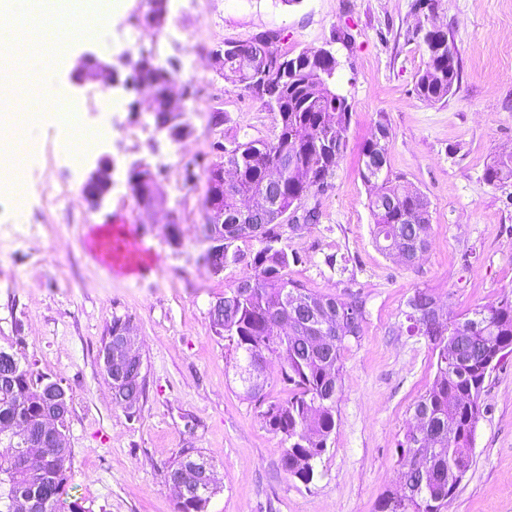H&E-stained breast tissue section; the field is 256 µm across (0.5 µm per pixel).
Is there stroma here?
<instances>
[{"mask_svg":"<svg viewBox=\"0 0 512 512\" xmlns=\"http://www.w3.org/2000/svg\"><path fill=\"white\" fill-rule=\"evenodd\" d=\"M108 24L99 38L31 61L0 42V121L18 154L15 182L0 185V349L62 379L71 396L66 442L74 476L67 502L83 512H176L168 478L182 450L210 457L221 480L205 512H376L386 491H400L399 442L413 407L432 385L436 354L406 332L403 315L415 289H432L449 315L512 295V188L484 179L493 156L512 152V0H171L159 48L139 20L148 0H102ZM448 31L461 79L447 100L415 91L427 56L417 26ZM277 30L289 54L329 47L336 81L351 107L347 149L331 185L310 193L314 224L281 227L283 246L299 256L289 280L313 292L363 300L359 342L342 352L336 428L311 482L281 466V438L246 399L235 377V344L214 334L209 310L245 276V263L221 274L203 260L206 169L220 162L215 142L272 139L275 116L225 80L215 54L225 42ZM86 52L136 61L153 55L173 69L191 136H159L149 112L133 111L136 92L117 87L101 116L89 86L72 83ZM84 101L87 123H108L100 148L118 164L98 209L80 186L86 168L70 169V131L41 98L44 84ZM391 128L388 165L401 184L430 202V247L414 265L376 247L360 149L379 117ZM135 161L158 177L165 203L144 209L126 180ZM195 182H187V169ZM124 216L155 259L143 276L123 274L97 256L94 238ZM137 334L146 390L135 416L116 405L100 358L113 317ZM473 441V465L445 512H512V351L487 376Z\"/></svg>","mask_w":512,"mask_h":512,"instance_id":"35a3bbf8","label":"stroma"}]
</instances>
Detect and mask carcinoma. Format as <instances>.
Listing matches in <instances>:
<instances>
[{
    "mask_svg": "<svg viewBox=\"0 0 512 512\" xmlns=\"http://www.w3.org/2000/svg\"><path fill=\"white\" fill-rule=\"evenodd\" d=\"M284 37L267 32L234 47L224 43L217 59L224 79L238 83L267 111L274 113L277 134L272 141H233L223 152L224 174L211 196L205 197L215 213L205 225L210 235L224 237V254L207 262L218 272L244 255L233 249L239 240H254L259 248L247 265L251 273L230 292L217 299L209 314L214 333L234 340L238 375L245 396L261 406L260 416L269 430L281 436V466L291 477L312 481L315 464L327 450L336 428V399L341 388V353L358 342L364 321L363 302L344 301L314 293L290 281V264L300 261L280 246L281 225L277 216L262 220L243 209V199L267 189V171L285 159L294 160L278 184L269 190L277 212L291 210L312 191L330 186L336 162L346 149L350 105L335 84L339 62L330 48L303 49L291 57L282 50ZM427 53L418 75L416 92L424 100L439 102L460 82V54L454 40L443 31L421 38ZM171 73L165 68H141L142 82L155 87V124L169 121L164 88ZM391 132L379 120L361 149V177L370 190L369 209L374 219L373 239L378 249L410 266L413 257L429 246L430 224L418 220L430 215L429 202L417 190L394 183L388 166ZM485 181L496 187L512 186V154L488 164ZM265 224L260 235L248 225ZM436 301L428 288L416 289L406 303L405 317L412 336H423L436 351V376L431 388L414 405L438 436L430 447L416 445V428H410L399 444L402 494L384 496L378 512H444L448 505V470H470L472 443L480 418V395L492 369L487 354L512 348V298L477 307L455 317H441L430 330L422 315ZM292 317L296 334L285 336L273 327L279 316ZM275 359L288 396L265 402L263 395L268 361ZM54 377L24 362L13 375L0 374V434L8 435L24 422L38 437L37 420L45 385ZM73 478L71 450L57 448L44 457L40 470L32 471L15 458H0V512H13L16 499L37 500L40 512H82L63 499ZM220 481L204 478L192 493L177 501V512H204L218 492Z\"/></svg>",
    "mask_w": 512,
    "mask_h": 512,
    "instance_id": "cac0c4a2",
    "label": "carcinoma"
}]
</instances>
